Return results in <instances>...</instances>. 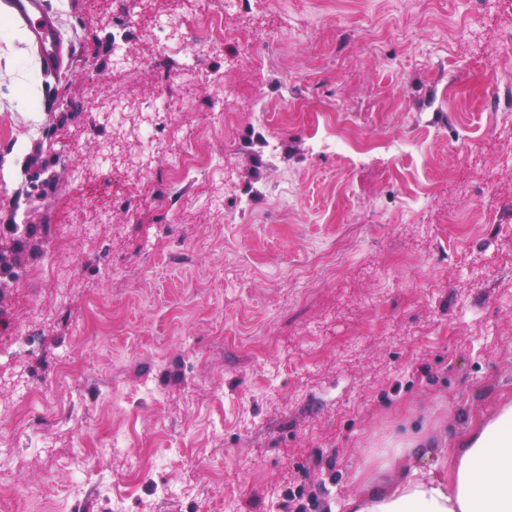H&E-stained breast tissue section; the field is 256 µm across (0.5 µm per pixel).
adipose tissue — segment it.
<instances>
[{"label":"adipose tissue","instance_id":"1","mask_svg":"<svg viewBox=\"0 0 512 512\" xmlns=\"http://www.w3.org/2000/svg\"><path fill=\"white\" fill-rule=\"evenodd\" d=\"M418 438L372 449L345 512H512V399L471 423L436 471L413 463Z\"/></svg>","mask_w":512,"mask_h":512}]
</instances>
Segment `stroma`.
I'll return each instance as SVG.
<instances>
[{
	"label": "stroma",
	"instance_id": "obj_1",
	"mask_svg": "<svg viewBox=\"0 0 512 512\" xmlns=\"http://www.w3.org/2000/svg\"><path fill=\"white\" fill-rule=\"evenodd\" d=\"M75 47L58 81L39 76L15 26L0 27V224H59L65 255L44 238L37 262L62 281L0 289V347L21 327L39 336L26 370L48 423H14L17 368L0 361V512H332L356 488L371 448L417 433L440 446L512 397V101L476 67L512 48V0H268L229 11L239 46L289 21L259 64L232 72L242 110L223 166L178 190L142 165L144 114L165 103L166 147L179 149L223 96L203 53L161 86L175 61L159 24L184 33L209 0H135L127 52L112 68L116 0H46ZM296 102L336 108L363 136L415 137L421 154L387 169L346 170L310 151V128L263 126ZM123 102L120 161L104 155ZM41 118L29 119L31 110ZM277 138V154L264 141ZM54 178L43 186V167ZM140 200L134 218L121 202ZM499 214L478 223L470 210ZM101 220L84 225L88 208ZM108 244L89 254L87 233ZM348 260L299 274L333 241ZM39 300L19 304L21 295ZM69 352L78 369L61 374ZM152 463L132 471L134 458ZM99 467L94 487L72 483Z\"/></svg>",
	"mask_w": 512,
	"mask_h": 512
}]
</instances>
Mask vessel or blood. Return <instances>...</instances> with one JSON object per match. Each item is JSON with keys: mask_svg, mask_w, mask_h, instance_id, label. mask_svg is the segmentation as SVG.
<instances>
[{"mask_svg": "<svg viewBox=\"0 0 512 512\" xmlns=\"http://www.w3.org/2000/svg\"><path fill=\"white\" fill-rule=\"evenodd\" d=\"M6 15L25 30L30 47L36 52L42 75L61 73L66 67L71 47L59 28L58 14L49 9L45 0H0Z\"/></svg>", "mask_w": 512, "mask_h": 512, "instance_id": "vessel-or-blood-1", "label": "vessel or blood"}]
</instances>
